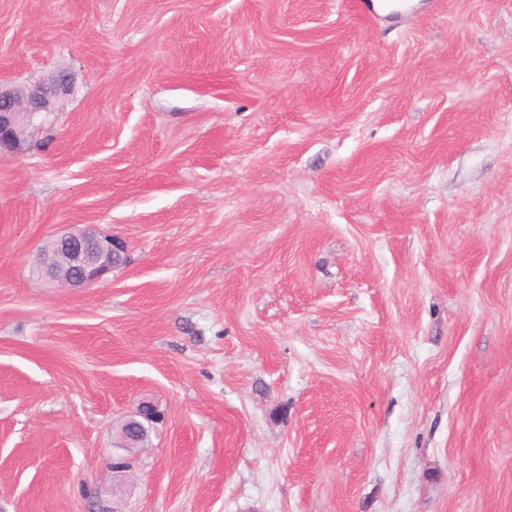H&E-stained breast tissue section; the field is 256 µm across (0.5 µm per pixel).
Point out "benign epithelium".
Instances as JSON below:
<instances>
[{"label":"benign epithelium","mask_w":512,"mask_h":512,"mask_svg":"<svg viewBox=\"0 0 512 512\" xmlns=\"http://www.w3.org/2000/svg\"><path fill=\"white\" fill-rule=\"evenodd\" d=\"M70 91L69 77L62 73L25 89L0 80V151L16 149L25 128L33 125L38 116L55 111ZM50 245L41 253L37 274L50 284L68 288L98 284L114 269L115 254L127 251L124 241L102 235L91 227L63 232ZM162 418L155 405L141 403L128 423L145 433Z\"/></svg>","instance_id":"obj_1"}]
</instances>
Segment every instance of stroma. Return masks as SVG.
Instances as JSON below:
<instances>
[{
	"mask_svg": "<svg viewBox=\"0 0 512 512\" xmlns=\"http://www.w3.org/2000/svg\"><path fill=\"white\" fill-rule=\"evenodd\" d=\"M415 3L0 0L72 78L0 156V512H512V0ZM51 248L41 253L37 274L50 284L90 288L111 273L116 253H125L121 239L101 235L87 227L55 236ZM130 417L131 419L127 421L126 426L133 424V427L141 432L142 436L148 429H151L155 423L161 421L164 415L155 405L151 403H141Z\"/></svg>",
	"mask_w": 512,
	"mask_h": 512,
	"instance_id": "stroma-1",
	"label": "stroma"
}]
</instances>
